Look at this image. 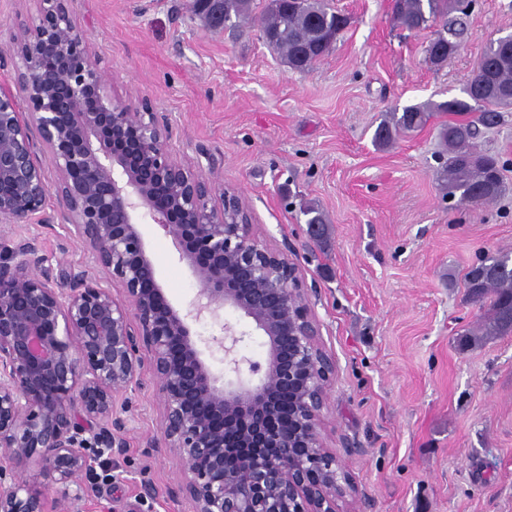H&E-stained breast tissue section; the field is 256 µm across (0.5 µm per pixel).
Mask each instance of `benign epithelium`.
I'll use <instances>...</instances> for the list:
<instances>
[{
  "label": "benign epithelium",
  "mask_w": 512,
  "mask_h": 512,
  "mask_svg": "<svg viewBox=\"0 0 512 512\" xmlns=\"http://www.w3.org/2000/svg\"><path fill=\"white\" fill-rule=\"evenodd\" d=\"M34 2L9 44L27 111L0 88V233L14 236L0 246V512H82L69 487H85L90 449L125 453L128 392L146 373L160 415L147 444L175 460L168 494L190 512H369L324 432L336 359L301 267L257 233L218 160L177 158L169 117L112 92L74 27L73 0ZM57 222L84 264L53 266L38 237L15 232ZM140 224L160 227L188 265L198 290L187 306L166 297ZM226 307L250 319L269 354L264 368L238 355L247 332L222 324L212 337L221 380L192 325ZM158 496L145 483L112 512H141Z\"/></svg>",
  "instance_id": "7a95c632"
}]
</instances>
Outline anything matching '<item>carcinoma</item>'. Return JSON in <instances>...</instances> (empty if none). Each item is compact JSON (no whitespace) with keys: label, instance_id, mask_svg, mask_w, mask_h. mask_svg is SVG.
Segmentation results:
<instances>
[{"label":"carcinoma","instance_id":"carcinoma-1","mask_svg":"<svg viewBox=\"0 0 512 512\" xmlns=\"http://www.w3.org/2000/svg\"><path fill=\"white\" fill-rule=\"evenodd\" d=\"M253 0H220L218 12L206 15L214 27L232 19H251L261 38L293 71H307L325 57L347 26L346 16L329 7L327 0H269L261 14L252 15ZM393 20L408 30L437 27L425 49V59L438 66L448 60V48L462 42L468 33L469 14L454 7V0H394ZM512 44L492 41L470 72L467 98L432 105H413L380 124L375 140L384 145L426 124L430 112L478 116L472 121H452L439 136L448 158L439 180L448 197L474 206L495 200L504 191L496 157L482 152L475 143L478 126L493 127L501 111L512 104V58L504 57ZM467 292L480 305L477 326L463 334V343L512 333V255L496 253L480 259L465 275Z\"/></svg>","mask_w":512,"mask_h":512}]
</instances>
